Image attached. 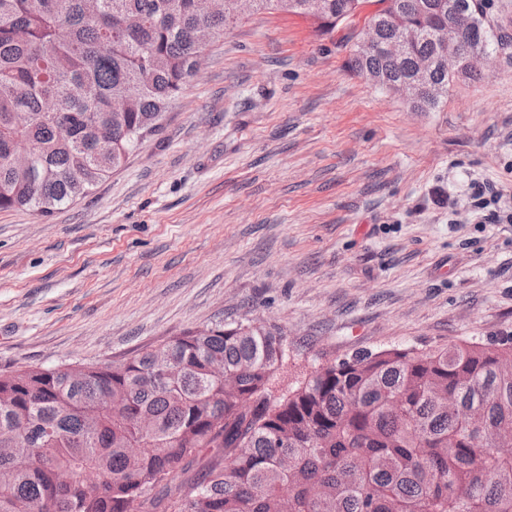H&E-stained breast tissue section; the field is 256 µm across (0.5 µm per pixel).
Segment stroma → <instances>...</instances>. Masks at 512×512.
<instances>
[{
	"label": "stroma",
	"mask_w": 512,
	"mask_h": 512,
	"mask_svg": "<svg viewBox=\"0 0 512 512\" xmlns=\"http://www.w3.org/2000/svg\"><path fill=\"white\" fill-rule=\"evenodd\" d=\"M487 11L493 70L434 112L347 71L353 27L244 15L89 194L0 210V372L251 324L283 397L359 350L512 337V224L467 218L472 180L512 187V0Z\"/></svg>",
	"instance_id": "obj_1"
}]
</instances>
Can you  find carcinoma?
<instances>
[{
  "mask_svg": "<svg viewBox=\"0 0 512 512\" xmlns=\"http://www.w3.org/2000/svg\"><path fill=\"white\" fill-rule=\"evenodd\" d=\"M473 18L462 45H499L485 0H380L367 24L398 58L348 40V69L398 92L444 50L448 3ZM255 11L350 24L363 0H253ZM238 21L234 0H0V210L41 216L87 195L147 136ZM458 75V76H460ZM410 104L432 112L458 79ZM31 163L15 160L20 146ZM284 337L257 326L188 329L121 362L0 374V512H512V342L362 351L269 394ZM224 364L236 380L210 371ZM477 413L481 427L466 418ZM142 417L153 423L143 433Z\"/></svg>",
  "mask_w": 512,
  "mask_h": 512,
  "instance_id": "obj_1",
  "label": "carcinoma"
}]
</instances>
